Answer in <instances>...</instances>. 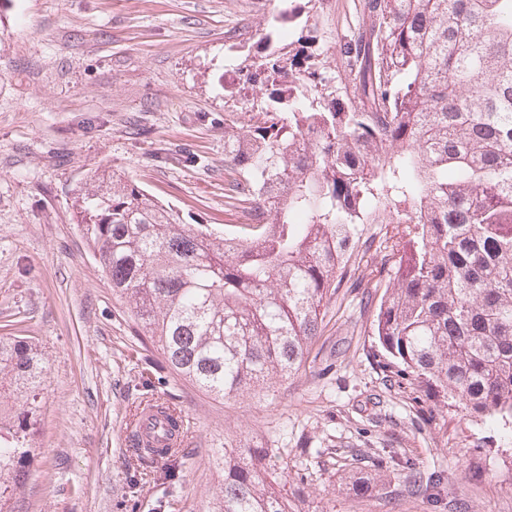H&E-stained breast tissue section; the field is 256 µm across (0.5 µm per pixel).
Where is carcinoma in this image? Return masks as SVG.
Returning <instances> with one entry per match:
<instances>
[{
	"instance_id": "carcinoma-1",
	"label": "carcinoma",
	"mask_w": 512,
	"mask_h": 512,
	"mask_svg": "<svg viewBox=\"0 0 512 512\" xmlns=\"http://www.w3.org/2000/svg\"><path fill=\"white\" fill-rule=\"evenodd\" d=\"M255 29L238 70L261 84L249 124L224 119V197L241 224H186L112 171L75 193L76 223L163 362L220 400L267 392L305 366L359 224H403L382 256L377 366L430 406L512 420V0H359L343 75L310 37ZM43 355L0 336V512L37 461ZM28 409L14 410L20 397ZM182 477V448H137ZM267 453H224L210 512H292Z\"/></svg>"
}]
</instances>
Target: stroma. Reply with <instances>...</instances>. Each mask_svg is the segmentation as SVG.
Here are the masks:
<instances>
[{"label": "stroma", "instance_id": "stroma-1", "mask_svg": "<svg viewBox=\"0 0 512 512\" xmlns=\"http://www.w3.org/2000/svg\"><path fill=\"white\" fill-rule=\"evenodd\" d=\"M356 0H311L329 47ZM280 0H0V336H26L46 367L33 443L39 457L14 512H208L224 483L220 448H276L267 479L299 512H512V425L430 410L386 380L370 355L383 293L378 269L397 240L365 224L305 369L267 396L223 402L164 370L73 219L87 175L108 169L190 224H233L224 196V117L253 101L236 66ZM174 400L189 426L176 482L131 459L141 404ZM441 482L411 491V472ZM370 479L360 492L346 476Z\"/></svg>", "mask_w": 512, "mask_h": 512}]
</instances>
